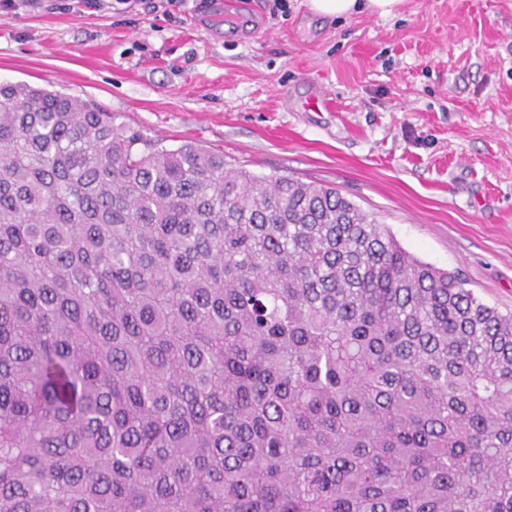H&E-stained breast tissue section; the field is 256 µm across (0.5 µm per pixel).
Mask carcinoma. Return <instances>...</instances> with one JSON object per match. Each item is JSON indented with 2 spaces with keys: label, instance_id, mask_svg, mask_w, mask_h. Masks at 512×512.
Listing matches in <instances>:
<instances>
[{
  "label": "carcinoma",
  "instance_id": "carcinoma-1",
  "mask_svg": "<svg viewBox=\"0 0 512 512\" xmlns=\"http://www.w3.org/2000/svg\"><path fill=\"white\" fill-rule=\"evenodd\" d=\"M0 512H512V314L333 187L0 83Z\"/></svg>",
  "mask_w": 512,
  "mask_h": 512
}]
</instances>
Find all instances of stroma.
I'll return each instance as SVG.
<instances>
[{
	"mask_svg": "<svg viewBox=\"0 0 512 512\" xmlns=\"http://www.w3.org/2000/svg\"><path fill=\"white\" fill-rule=\"evenodd\" d=\"M12 0L0 82L111 112L174 149L336 187L410 254L512 312V0L313 15L247 0Z\"/></svg>",
	"mask_w": 512,
	"mask_h": 512,
	"instance_id": "1",
	"label": "stroma"
}]
</instances>
